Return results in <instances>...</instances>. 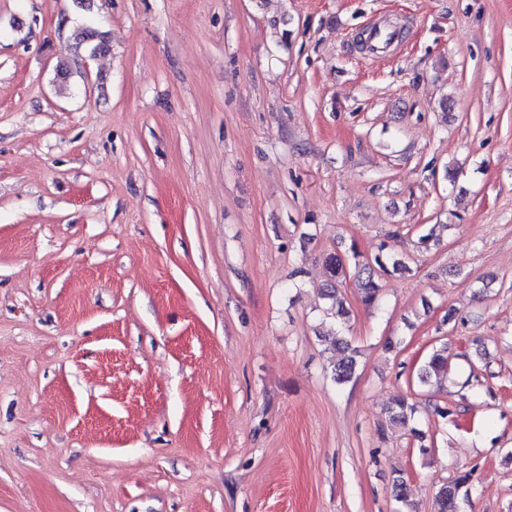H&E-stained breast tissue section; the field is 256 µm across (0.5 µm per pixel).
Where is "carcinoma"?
Wrapping results in <instances>:
<instances>
[{
  "mask_svg": "<svg viewBox=\"0 0 512 512\" xmlns=\"http://www.w3.org/2000/svg\"><path fill=\"white\" fill-rule=\"evenodd\" d=\"M70 38L75 47H86L89 56L104 54L109 50V44L101 32L89 27L73 28ZM324 266L328 280L322 288L325 299L330 301L325 313L335 318L337 331L331 344L337 351L333 368L331 369L336 385L350 383L356 375L358 367V349L345 336V324L349 321V310L338 300V286L348 277L355 279L361 302L367 306L375 305L379 300L382 288L381 280L385 275L410 271L405 259L397 255L389 244L380 246L379 252L372 258H363L356 248L341 255L333 252L326 255ZM448 343L444 342L419 366L416 372L418 384L424 387L440 386L448 378ZM466 401V395H459V403H446L435 406V412L448 420L454 427L462 425L466 410L461 403ZM416 407L409 403L408 398L397 394L385 408V414L390 424L406 427L413 420ZM473 470L459 469L454 476L442 484L436 492L438 512H463L470 501L473 487Z\"/></svg>",
  "mask_w": 512,
  "mask_h": 512,
  "instance_id": "obj_1",
  "label": "carcinoma"
}]
</instances>
